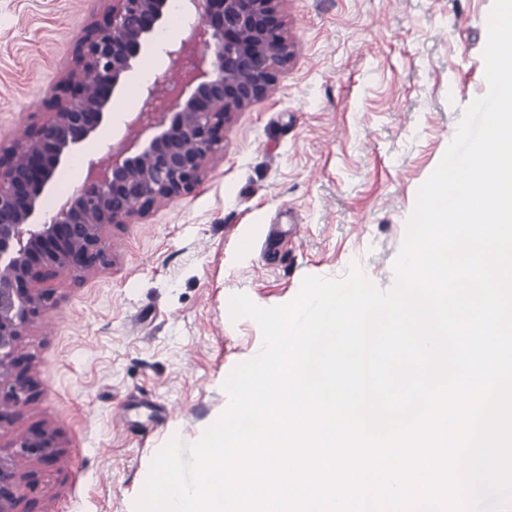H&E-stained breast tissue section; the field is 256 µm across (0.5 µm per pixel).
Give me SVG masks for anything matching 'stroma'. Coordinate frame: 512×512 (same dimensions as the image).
<instances>
[{"mask_svg": "<svg viewBox=\"0 0 512 512\" xmlns=\"http://www.w3.org/2000/svg\"><path fill=\"white\" fill-rule=\"evenodd\" d=\"M111 6L0 0L1 149L47 118L79 36ZM491 6L280 0L288 62L266 96L232 113L200 184L110 227L105 263L48 281L46 311L20 343L33 390L0 428V454L44 427L58 448L49 462L20 460L29 490L16 512H133L156 453L174 435L198 440L228 399L226 377L263 347L255 320L231 318L233 295L284 305L305 277L339 280L354 264L391 287L418 189L488 89ZM176 72L149 44L103 124L58 167L43 213L123 135L142 90ZM266 224L276 245L260 236Z\"/></svg>", "mask_w": 512, "mask_h": 512, "instance_id": "1", "label": "stroma"}]
</instances>
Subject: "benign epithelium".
<instances>
[{"label": "benign epithelium", "mask_w": 512, "mask_h": 512, "mask_svg": "<svg viewBox=\"0 0 512 512\" xmlns=\"http://www.w3.org/2000/svg\"><path fill=\"white\" fill-rule=\"evenodd\" d=\"M199 23L169 55L193 67L146 89L142 111L107 154L88 163L83 187L38 220L42 196L62 160L105 120L114 92L169 10V0H112L106 22L78 41V70L53 93L48 119L23 142L0 150V418L31 386L20 367L23 331L45 312L41 285L104 260V234L153 205L191 190L222 142L232 110L264 96L288 60L275 21L279 0H189ZM55 434L24 436L18 455L0 457V512H15L26 484L17 461L55 456Z\"/></svg>", "instance_id": "benign-epithelium-1"}]
</instances>
